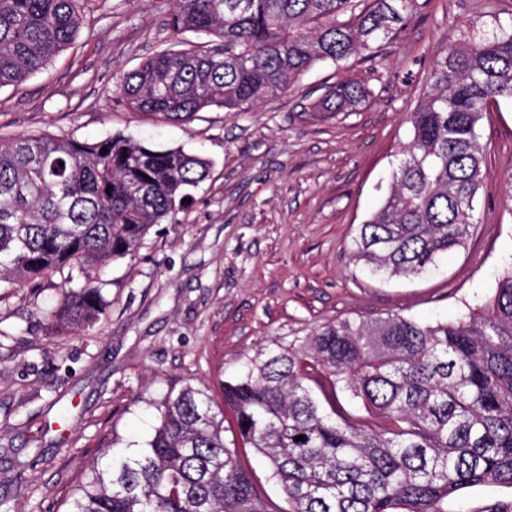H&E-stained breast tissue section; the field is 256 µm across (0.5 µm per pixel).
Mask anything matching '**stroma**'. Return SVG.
Here are the masks:
<instances>
[{
	"label": "stroma",
	"mask_w": 512,
	"mask_h": 512,
	"mask_svg": "<svg viewBox=\"0 0 512 512\" xmlns=\"http://www.w3.org/2000/svg\"><path fill=\"white\" fill-rule=\"evenodd\" d=\"M167 0H89L85 25L49 67L0 90V137L131 136L207 158L188 206L135 254L99 272L109 303L94 330L58 336L45 312L60 276L0 288V498L11 512H65L86 465L146 448L156 404L185 383L222 384L259 350L300 344L345 318L452 319L483 305L512 268V102L480 122L487 177L465 246L428 273L379 280L351 256L411 137L436 51L512 19V0H416L374 54L320 62L254 110L191 121L131 111L125 74L176 43ZM367 89L352 112H317L336 82ZM43 459L29 466L31 448Z\"/></svg>",
	"instance_id": "1"
}]
</instances>
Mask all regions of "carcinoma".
Returning <instances> with one entry per match:
<instances>
[{
  "label": "carcinoma",
  "instance_id": "obj_1",
  "mask_svg": "<svg viewBox=\"0 0 512 512\" xmlns=\"http://www.w3.org/2000/svg\"><path fill=\"white\" fill-rule=\"evenodd\" d=\"M359 2L170 0L173 34L203 41L147 57L116 86L118 102L171 121L211 106L247 112L313 64L371 50L414 0L360 11ZM84 17V0H0V89L50 64ZM364 96L341 81L316 108L343 112ZM498 98L512 101V25L497 19L492 35L434 54L393 185L353 239L352 257L370 274L416 275L465 244L486 178L479 121ZM209 168L121 135L0 140V283L78 272L84 284L62 294L48 326L94 328L107 308L95 270L136 252ZM309 366L334 377L361 414L326 410L304 384ZM224 404L288 508L262 499L224 442L223 410L187 383L156 404L147 448L86 466L70 512H512V496L448 508L463 489L512 490V269L454 320L343 319L298 346L266 348L224 382Z\"/></svg>",
  "mask_w": 512,
  "mask_h": 512
}]
</instances>
